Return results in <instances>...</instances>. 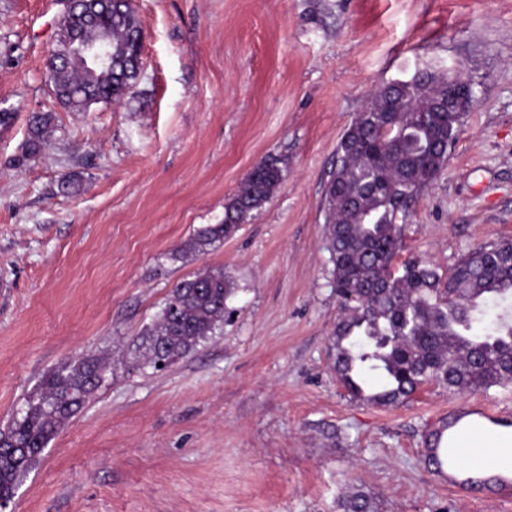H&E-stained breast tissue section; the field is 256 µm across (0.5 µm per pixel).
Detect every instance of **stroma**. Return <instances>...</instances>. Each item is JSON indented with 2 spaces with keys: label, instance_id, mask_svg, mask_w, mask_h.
Returning <instances> with one entry per match:
<instances>
[{
  "label": "stroma",
  "instance_id": "1",
  "mask_svg": "<svg viewBox=\"0 0 512 512\" xmlns=\"http://www.w3.org/2000/svg\"><path fill=\"white\" fill-rule=\"evenodd\" d=\"M63 0H0V429L45 373L106 356L112 376L45 449L7 512H337L351 488L378 512H512L422 462L441 416L512 421V384L406 403L350 399L328 353L339 314L322 198L370 93L417 69L472 89L437 179L412 202L399 260L449 268L512 239V0H133L138 79L68 112L47 60ZM55 120L37 159L29 117ZM285 167L236 234L174 253L262 160ZM223 269L224 323L162 372L131 344L172 287Z\"/></svg>",
  "mask_w": 512,
  "mask_h": 512
}]
</instances>
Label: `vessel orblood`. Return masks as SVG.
I'll return each instance as SVG.
<instances>
[{"mask_svg": "<svg viewBox=\"0 0 512 512\" xmlns=\"http://www.w3.org/2000/svg\"><path fill=\"white\" fill-rule=\"evenodd\" d=\"M501 417L491 410L476 407L467 411H454L448 417V432L444 440L448 447V458L445 460L439 477L449 488H463L467 485L465 471L458 458L460 446L474 443L478 438L493 435ZM512 490V474L505 475L501 471L486 472L483 484L477 486L480 494L504 493Z\"/></svg>", "mask_w": 512, "mask_h": 512, "instance_id": "obj_1", "label": "vessel or blood"}]
</instances>
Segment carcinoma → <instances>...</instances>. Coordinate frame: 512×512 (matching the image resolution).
<instances>
[{"mask_svg":"<svg viewBox=\"0 0 512 512\" xmlns=\"http://www.w3.org/2000/svg\"><path fill=\"white\" fill-rule=\"evenodd\" d=\"M142 35L127 0H112L91 20L63 13L49 56L56 100L71 112L121 100L140 70ZM104 38L112 41V69L77 60L80 42ZM452 82L426 68L401 89L389 83L377 89L342 134L325 184V237L339 310L330 350L339 382L357 401L399 405L428 383L450 391L512 383V240L471 250L444 273L420 258L391 269L409 204L437 178L460 131L463 113L431 108ZM53 122L51 112L32 114L23 159L40 154ZM282 182L278 162L256 164L224 206V220L198 229L179 252L203 255L231 238ZM233 291L222 268L175 284L159 315L136 337L140 367L156 370L191 354L223 323ZM490 300L501 310L485 333L476 334L473 326ZM110 372L108 358L90 356L46 373L21 415L0 431V501H11L19 481ZM436 438L435 432L427 435L422 454L433 471L444 456ZM338 507L376 512L359 489Z\"/></svg>","mask_w":512,"mask_h":512,"instance_id":"1","label":"carcinoma"}]
</instances>
